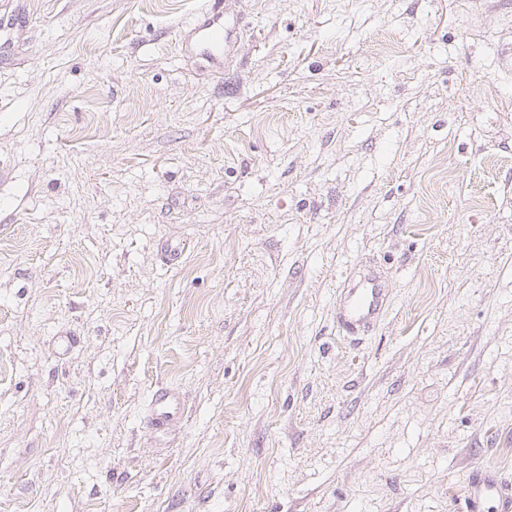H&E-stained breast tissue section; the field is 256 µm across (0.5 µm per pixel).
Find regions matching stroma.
Returning a JSON list of instances; mask_svg holds the SVG:
<instances>
[{
	"mask_svg": "<svg viewBox=\"0 0 512 512\" xmlns=\"http://www.w3.org/2000/svg\"><path fill=\"white\" fill-rule=\"evenodd\" d=\"M16 2L0 512H463L471 469L512 480V0H237L217 78L177 45L203 0ZM366 263L391 302L353 341ZM158 385L185 411L153 435ZM389 288L371 273L353 274L344 283L336 312L337 327L345 336L367 332L384 315Z\"/></svg>",
	"mask_w": 512,
	"mask_h": 512,
	"instance_id": "obj_1",
	"label": "stroma"
}]
</instances>
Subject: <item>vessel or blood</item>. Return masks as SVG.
I'll use <instances>...</instances> for the list:
<instances>
[{"label": "vessel or blood", "instance_id": "1", "mask_svg": "<svg viewBox=\"0 0 512 512\" xmlns=\"http://www.w3.org/2000/svg\"><path fill=\"white\" fill-rule=\"evenodd\" d=\"M245 27L242 11L228 8L226 0H204L193 21L182 31V52L205 59L209 66L222 68L231 58ZM389 288L371 273L351 275L340 292L336 324L344 335L367 332L384 315ZM184 413L178 391L159 387L151 396L146 427L151 432L169 430ZM463 512H512V481L499 472L473 469L466 478Z\"/></svg>", "mask_w": 512, "mask_h": 512}]
</instances>
